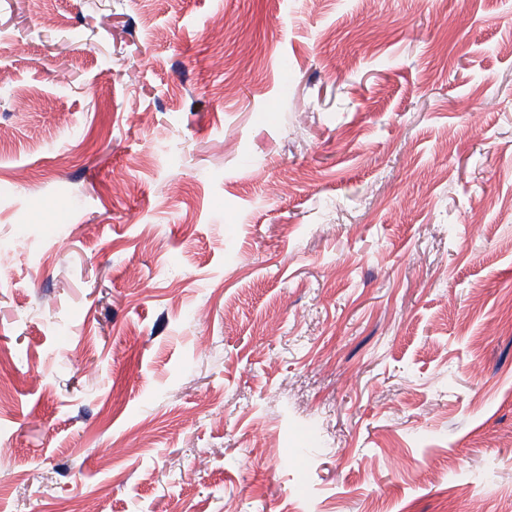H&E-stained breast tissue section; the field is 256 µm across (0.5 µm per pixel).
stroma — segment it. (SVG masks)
Segmentation results:
<instances>
[{"instance_id": "stroma-1", "label": "stroma", "mask_w": 512, "mask_h": 512, "mask_svg": "<svg viewBox=\"0 0 512 512\" xmlns=\"http://www.w3.org/2000/svg\"><path fill=\"white\" fill-rule=\"evenodd\" d=\"M0 512H512V0H0Z\"/></svg>"}]
</instances>
